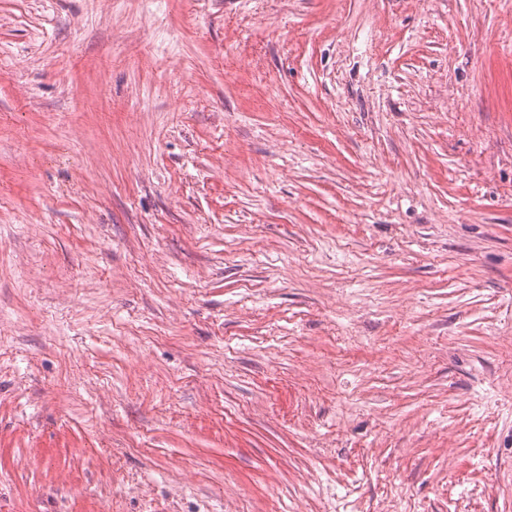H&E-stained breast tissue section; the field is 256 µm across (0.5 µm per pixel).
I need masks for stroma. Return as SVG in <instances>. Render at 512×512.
Returning <instances> with one entry per match:
<instances>
[{"label":"stroma","instance_id":"35a3bbf8","mask_svg":"<svg viewBox=\"0 0 512 512\" xmlns=\"http://www.w3.org/2000/svg\"><path fill=\"white\" fill-rule=\"evenodd\" d=\"M0 512H512V0H0Z\"/></svg>","mask_w":512,"mask_h":512}]
</instances>
